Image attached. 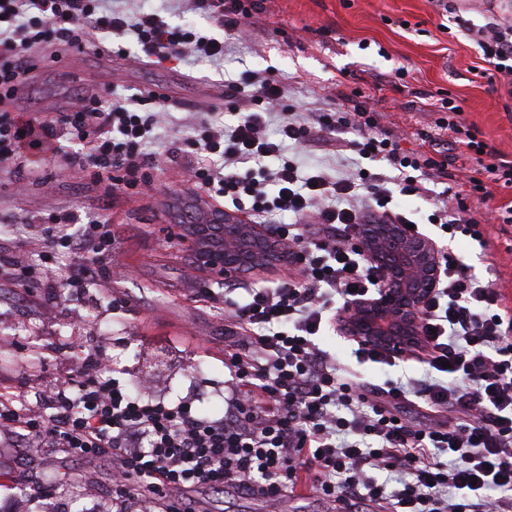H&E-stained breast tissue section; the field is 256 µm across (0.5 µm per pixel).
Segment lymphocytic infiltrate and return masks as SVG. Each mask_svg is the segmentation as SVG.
<instances>
[{"label": "lymphocytic infiltrate", "mask_w": 512, "mask_h": 512, "mask_svg": "<svg viewBox=\"0 0 512 512\" xmlns=\"http://www.w3.org/2000/svg\"><path fill=\"white\" fill-rule=\"evenodd\" d=\"M184 3L233 36L249 24L258 0ZM455 22L478 47L488 82L512 87V17L493 13L478 25L459 15ZM94 32L132 37L149 60L224 55L223 38L170 24L156 10H120L105 0H0V103L15 99L27 50L51 41L76 45ZM247 91L266 111L241 105ZM224 95L237 102L234 120L199 123L187 143L190 175L207 192L240 204L251 223L293 215L294 223L273 231L288 245L295 273L272 288L246 289L242 300H226L232 329L224 338L223 417L201 416L189 399H146L116 378L86 374L63 377L45 420L21 400L0 395V436L79 458H111L112 487L124 493L140 481L181 493L232 488L274 504L308 476L332 512H349L357 500L379 512H512V308L491 281L441 253L438 284L421 308L422 345L393 353L356 341L359 361L393 367L412 359L424 365L422 377L369 388L315 342L348 303L379 291L384 272L367 259L356 231L372 219L407 224L405 215L383 207L391 187L431 205L427 221L441 240L462 235L485 247L487 222L468 216L467 201L478 195L495 204L497 223L511 224L512 205L495 198L499 189H512V159L478 140L461 119L462 105L450 97L440 101L439 126L471 161L466 187L458 191L447 186V156L423 148L401 152L373 113L280 111L283 88L256 72ZM142 103L137 96L119 99L104 112L92 99L61 120L79 147L76 162L109 172L115 192L144 166L164 110L157 102L143 115ZM351 131L357 137L350 151L387 165L363 177L377 205L372 213L352 203L350 179L320 166L305 176L282 157L287 146H302L315 134ZM30 149L55 152L52 127L20 126L1 112L0 163ZM270 157L279 158L276 168L266 166ZM74 221L67 211L53 215L47 239L84 254L63 276L66 286L82 289L102 276L97 259L111 253L116 238L111 225L97 219L70 233ZM412 397L430 413H453V421L415 425L398 411ZM381 472L390 480L378 481Z\"/></svg>", "instance_id": "obj_1"}]
</instances>
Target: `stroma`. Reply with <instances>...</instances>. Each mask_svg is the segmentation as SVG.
<instances>
[{
    "mask_svg": "<svg viewBox=\"0 0 512 512\" xmlns=\"http://www.w3.org/2000/svg\"><path fill=\"white\" fill-rule=\"evenodd\" d=\"M25 81L11 110L17 122L55 123L83 98L109 106L113 100L153 93L167 114L146 147V178L119 194L105 193L88 169L72 161L69 141L58 154L36 163L0 164V243L28 264L39 262L43 226L53 213L68 211L86 223L109 221L118 246L107 259L111 276L83 293L70 292L57 273L41 275L27 289L0 295V392L19 396L41 417L42 401L73 348L111 361L113 377L128 388L144 382L156 399H193L198 413L224 415V297L241 286L264 287L287 279L281 265L250 274L197 275L180 242L170 206L207 200L190 185L182 152L197 123L225 119L229 82L259 71L283 87L284 110L346 109L375 113L380 128L402 148H419L436 136L447 148L439 115L422 105L419 93L462 101L463 119L481 140L512 159V95L480 77L475 45L440 14L433 0H262L254 23L229 41L218 61L193 57L142 61L132 40L94 34L72 46L54 41L34 47ZM407 68L404 86L390 85ZM489 245L464 236L448 252L478 277L494 275L495 286L512 306V223L488 227ZM321 349L355 368L363 381L380 384L420 377L407 362L380 368L358 363L349 340L334 327L319 337ZM43 490L42 512H167L184 499L199 512H327L313 483H305L277 505L241 498L232 490L199 488L176 494L139 484L133 497L112 492L110 464L81 459L61 448L0 446V512H32L26 488Z\"/></svg>",
    "mask_w": 512,
    "mask_h": 512,
    "instance_id": "1",
    "label": "stroma"
}]
</instances>
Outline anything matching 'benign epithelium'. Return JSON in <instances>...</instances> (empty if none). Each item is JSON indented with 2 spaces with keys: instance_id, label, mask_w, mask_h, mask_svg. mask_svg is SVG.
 Listing matches in <instances>:
<instances>
[{
  "instance_id": "obj_1",
  "label": "benign epithelium",
  "mask_w": 512,
  "mask_h": 512,
  "mask_svg": "<svg viewBox=\"0 0 512 512\" xmlns=\"http://www.w3.org/2000/svg\"><path fill=\"white\" fill-rule=\"evenodd\" d=\"M196 238L195 262L226 276L288 262V247L256 224L226 212L220 217L205 206L190 216ZM358 237L370 260L389 270L377 296L350 303L337 322L348 337L378 346L416 344L419 316L439 275L435 244L411 236L400 224H362Z\"/></svg>"
}]
</instances>
